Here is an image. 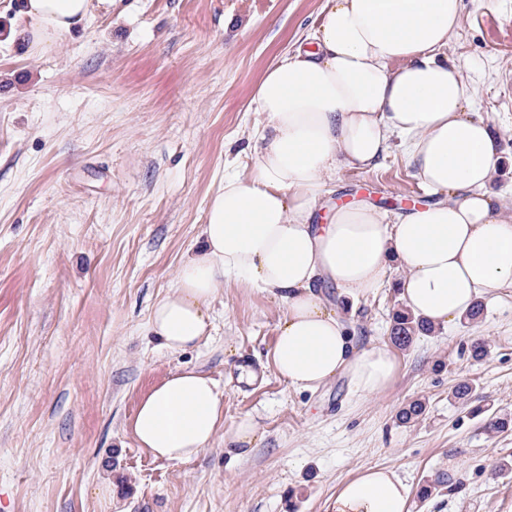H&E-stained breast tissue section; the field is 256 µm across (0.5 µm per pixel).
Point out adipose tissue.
Listing matches in <instances>:
<instances>
[{"label":"adipose tissue","mask_w":512,"mask_h":512,"mask_svg":"<svg viewBox=\"0 0 512 512\" xmlns=\"http://www.w3.org/2000/svg\"><path fill=\"white\" fill-rule=\"evenodd\" d=\"M112 4L24 0L21 36L32 54H48ZM461 12L462 0H326L309 46L282 54L254 88L264 122L250 175H225L200 247L151 309L149 330L165 348L198 345L226 286L266 291L285 307L271 354L276 373L300 390L344 376L368 397L389 387L397 358L383 344L357 345L319 281L355 301L382 288L397 261L405 306L436 326L512 286V213L493 188L499 139L472 112V87L444 54ZM396 141L432 201L393 222L368 203L323 211L327 176L376 169ZM223 421L216 382L184 369L140 400L132 430L154 458L185 462L208 449ZM408 501L392 469L370 468L343 481L329 509L409 512Z\"/></svg>","instance_id":"adipose-tissue-1"}]
</instances>
